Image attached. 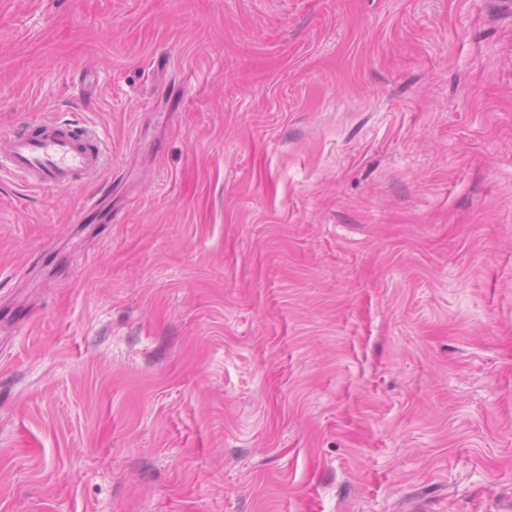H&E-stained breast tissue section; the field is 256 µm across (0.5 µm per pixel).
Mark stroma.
I'll return each instance as SVG.
<instances>
[{
  "label": "stroma",
  "instance_id": "35a3bbf8",
  "mask_svg": "<svg viewBox=\"0 0 512 512\" xmlns=\"http://www.w3.org/2000/svg\"><path fill=\"white\" fill-rule=\"evenodd\" d=\"M35 114L112 168L0 174V512H512V0H0Z\"/></svg>",
  "mask_w": 512,
  "mask_h": 512
}]
</instances>
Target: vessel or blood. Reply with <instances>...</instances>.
Returning <instances> with one entry per match:
<instances>
[{
	"instance_id": "vessel-or-blood-1",
	"label": "vessel or blood",
	"mask_w": 512,
	"mask_h": 512,
	"mask_svg": "<svg viewBox=\"0 0 512 512\" xmlns=\"http://www.w3.org/2000/svg\"><path fill=\"white\" fill-rule=\"evenodd\" d=\"M112 165L94 125L32 117L0 133V169L33 189H70Z\"/></svg>"
}]
</instances>
